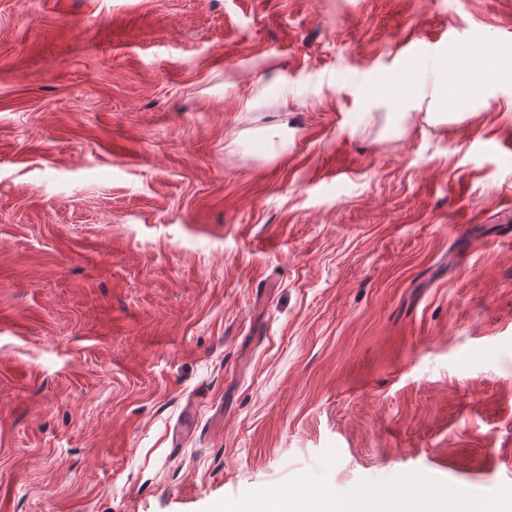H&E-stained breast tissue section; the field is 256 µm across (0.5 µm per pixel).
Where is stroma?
<instances>
[{"instance_id": "1", "label": "stroma", "mask_w": 512, "mask_h": 512, "mask_svg": "<svg viewBox=\"0 0 512 512\" xmlns=\"http://www.w3.org/2000/svg\"><path fill=\"white\" fill-rule=\"evenodd\" d=\"M512 0H0V512L512 499V76L369 97Z\"/></svg>"}]
</instances>
